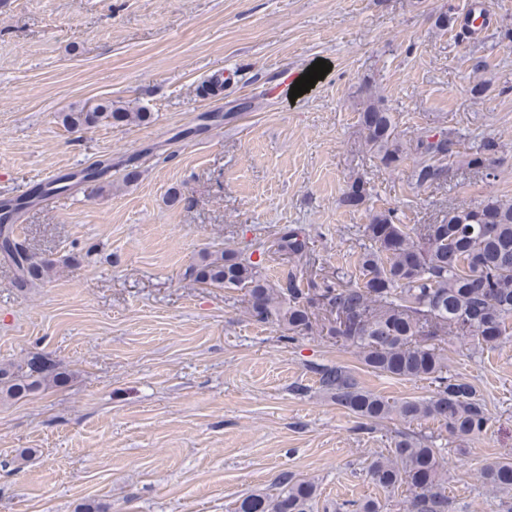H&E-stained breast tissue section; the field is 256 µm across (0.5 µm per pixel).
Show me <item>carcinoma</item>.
Masks as SVG:
<instances>
[{"instance_id": "1", "label": "carcinoma", "mask_w": 512, "mask_h": 512, "mask_svg": "<svg viewBox=\"0 0 512 512\" xmlns=\"http://www.w3.org/2000/svg\"><path fill=\"white\" fill-rule=\"evenodd\" d=\"M359 136L374 149L382 165L398 168L414 156V177L420 186L448 180L454 142L445 128L434 129L410 143L399 141L393 115L374 98L367 86L358 92ZM140 108L108 101L80 112H68L63 123L81 130L102 123L144 121ZM497 140L487 138L465 156L467 167L490 170L499 152ZM97 169L66 173L33 187L24 203L69 191L73 177L96 180ZM369 195L366 182L355 177L342 202L363 205ZM21 202L0 205V255L15 271V284L26 288L53 275L60 261L36 258L18 242L9 221ZM279 248L295 257L308 251L301 231L279 229ZM371 242L359 257V282L302 285L290 275L272 287L261 273V262L240 257L226 248L204 256L190 275L203 284L240 288L248 292L250 316L257 322L278 321L288 332L313 329L312 315L322 310L329 318L320 326L328 340L353 347L363 364L375 373L435 384L427 399L389 400L364 390L345 369L322 365L316 369L321 388L336 404L369 421L395 415L405 422L436 420L456 438L482 434L491 414L472 385L448 373V357L440 337L453 333L470 337L482 349L496 347L512 333V203L489 196L473 206L448 210L437 224L409 228L396 223L391 210L371 215L363 227ZM69 373L45 356L23 364L0 366V400H18L39 390L63 386ZM445 458L433 442L403 432L387 456L375 458L368 476L387 491H409L405 512H453L446 493ZM480 477L493 491H512V459L486 465ZM316 486L311 481L284 477L274 494H251L234 512H313ZM342 512H381L372 500L349 501Z\"/></svg>"}]
</instances>
